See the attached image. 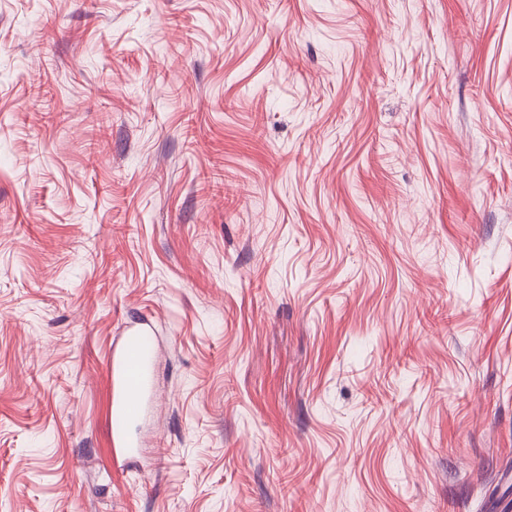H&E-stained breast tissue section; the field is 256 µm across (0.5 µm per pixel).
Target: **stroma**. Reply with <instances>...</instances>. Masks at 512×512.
I'll return each mask as SVG.
<instances>
[{
    "label": "stroma",
    "instance_id": "35a3bbf8",
    "mask_svg": "<svg viewBox=\"0 0 512 512\" xmlns=\"http://www.w3.org/2000/svg\"><path fill=\"white\" fill-rule=\"evenodd\" d=\"M0 512H512V0H0ZM157 349L158 339L152 326L146 321L131 322L106 359L110 391L107 419L112 447L125 455H132L144 443L139 424L152 398Z\"/></svg>",
    "mask_w": 512,
    "mask_h": 512
}]
</instances>
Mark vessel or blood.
<instances>
[{
  "instance_id": "1",
  "label": "vessel or blood",
  "mask_w": 512,
  "mask_h": 512,
  "mask_svg": "<svg viewBox=\"0 0 512 512\" xmlns=\"http://www.w3.org/2000/svg\"><path fill=\"white\" fill-rule=\"evenodd\" d=\"M157 349L158 339L151 325L137 321L127 326L120 343L106 359L111 441L114 448L126 455L133 454L144 443L138 426L152 398Z\"/></svg>"
}]
</instances>
